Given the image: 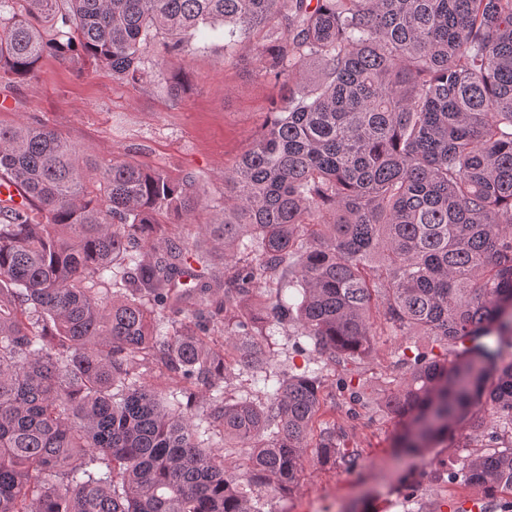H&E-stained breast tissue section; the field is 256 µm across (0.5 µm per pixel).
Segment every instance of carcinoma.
Masks as SVG:
<instances>
[{"instance_id":"carcinoma-1","label":"carcinoma","mask_w":512,"mask_h":512,"mask_svg":"<svg viewBox=\"0 0 512 512\" xmlns=\"http://www.w3.org/2000/svg\"><path fill=\"white\" fill-rule=\"evenodd\" d=\"M216 37L226 60L254 40L288 98L191 242L167 220L194 223L192 177L0 123V178L29 201L0 206V512H262L253 490H291L312 441L357 468L316 426L321 371L279 377L271 324L342 368L353 418L356 365L404 337L396 456L491 416L495 452L462 467L484 498L451 508L512 512V0H0V81L52 56L178 98L143 53ZM238 367L275 388L226 395Z\"/></svg>"}]
</instances>
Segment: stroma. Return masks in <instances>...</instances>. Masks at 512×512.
Masks as SVG:
<instances>
[{
	"instance_id": "obj_1",
	"label": "stroma",
	"mask_w": 512,
	"mask_h": 512,
	"mask_svg": "<svg viewBox=\"0 0 512 512\" xmlns=\"http://www.w3.org/2000/svg\"><path fill=\"white\" fill-rule=\"evenodd\" d=\"M144 59L146 66L162 60L185 73L186 93L174 100L161 85L121 81L106 69L48 57L33 82H0V96L7 98L0 121L38 119L98 160L127 158L176 179L194 176L202 198L197 221L206 223L224 196L225 171L260 130L278 90L257 75L247 46L235 62L225 60L219 45L166 60L152 47ZM401 342L383 332L372 355L360 362L369 406L359 417L349 415L339 395L338 372L327 370L321 379V418L341 428L342 445L360 455L358 467L345 469L307 449L291 491L274 496L256 490L264 512H434L441 501L477 497V490L434 479L433 472L460 471L467 459L485 453L491 424L471 432L466 443L448 442L426 456L402 462L392 456L395 426L384 401L400 375L392 362Z\"/></svg>"
}]
</instances>
